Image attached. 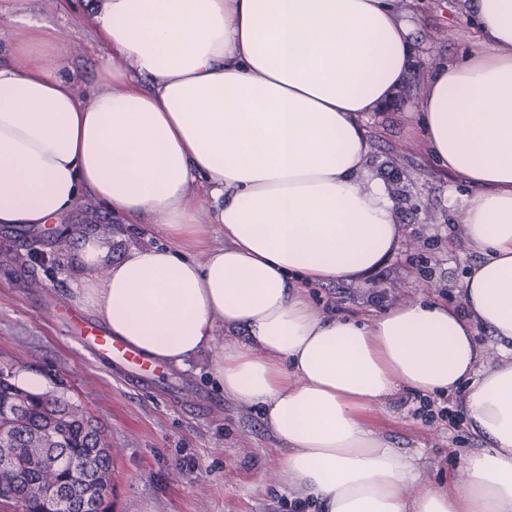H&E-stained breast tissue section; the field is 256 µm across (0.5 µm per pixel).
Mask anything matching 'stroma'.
<instances>
[{"instance_id":"stroma-1","label":"stroma","mask_w":512,"mask_h":512,"mask_svg":"<svg viewBox=\"0 0 512 512\" xmlns=\"http://www.w3.org/2000/svg\"><path fill=\"white\" fill-rule=\"evenodd\" d=\"M94 0H0V9L55 25L64 32L63 74L96 88L100 52L89 21ZM401 18L420 61L456 58L474 36L458 0H402ZM423 74L382 111L368 114L373 138L372 177L400 202L404 235L374 273L348 281L312 284L311 303L329 316L366 319L383 308L414 300L462 306L465 275L479 255L467 243L461 212L449 196L472 195L464 182L428 163L413 104ZM94 237L117 261L129 248L163 236L112 217L82 197L59 221L41 228L0 226V369L18 386L38 378L45 392L64 397L92 420L112 450V493L107 512H287L295 495L274 475L286 451L268 432L259 408L227 396L210 371L208 356L166 369V381L144 385L101 364L75 337L61 309L97 323L76 301L83 270L81 239ZM413 394L399 393L371 423L403 451L419 454L422 485L462 480L461 460L481 442L466 423L426 421Z\"/></svg>"}]
</instances>
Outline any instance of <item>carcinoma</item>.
<instances>
[{
    "instance_id": "obj_1",
    "label": "carcinoma",
    "mask_w": 512,
    "mask_h": 512,
    "mask_svg": "<svg viewBox=\"0 0 512 512\" xmlns=\"http://www.w3.org/2000/svg\"><path fill=\"white\" fill-rule=\"evenodd\" d=\"M19 405L23 414L18 418L0 416V431L12 440L15 453L23 457L31 448L61 446L77 465L93 474L111 473V456L94 452L102 438L96 427L84 418L78 408L62 397L31 393L11 381V375L0 368V406ZM37 478L30 468L20 480H9L1 473L0 481L23 512H42L43 502L28 494L27 488Z\"/></svg>"
}]
</instances>
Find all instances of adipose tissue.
<instances>
[{"label":"adipose tissue","mask_w":512,"mask_h":512,"mask_svg":"<svg viewBox=\"0 0 512 512\" xmlns=\"http://www.w3.org/2000/svg\"><path fill=\"white\" fill-rule=\"evenodd\" d=\"M400 0H98L99 89L62 76V35L0 12V224L39 226L91 195L167 243L117 262L82 241L76 290L112 336L175 367L212 354L225 394L261 407L281 482L325 512H512V0H462L478 41L438 62L416 108L481 258L464 306L334 318L309 283L366 276L403 229L369 185L365 125L414 73ZM149 79L142 87L141 79ZM216 225L222 244L203 227ZM237 340L216 345L217 326ZM504 343L483 368L475 342ZM484 442L464 484L421 487L368 412L403 389L452 396Z\"/></svg>","instance_id":"1"}]
</instances>
